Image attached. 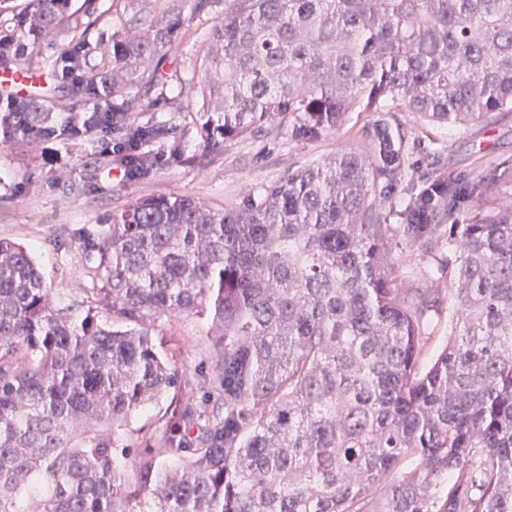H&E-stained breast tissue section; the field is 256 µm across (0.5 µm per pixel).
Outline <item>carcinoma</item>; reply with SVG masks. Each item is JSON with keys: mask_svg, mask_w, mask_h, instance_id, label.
<instances>
[{"mask_svg": "<svg viewBox=\"0 0 512 512\" xmlns=\"http://www.w3.org/2000/svg\"><path fill=\"white\" fill-rule=\"evenodd\" d=\"M130 2L107 55L89 36L98 0H29L19 30L0 27V68L26 57L54 91L0 93V136L91 139L135 177L153 166L145 147L181 153L170 128L133 117L154 90L153 105L200 97L204 155L278 118L297 140L377 118L360 151L233 208L158 195L108 217L79 244L108 320L56 306L31 251L0 239V512H512V206H490L498 182L481 179L461 224L466 191L439 175L389 222L408 160L396 113L448 128L512 112V0H230L205 78L169 94L158 48L174 24ZM444 243L445 287H406L389 253ZM204 311L218 421L182 396L152 328ZM164 397L173 468L151 438L134 455L123 436Z\"/></svg>", "mask_w": 512, "mask_h": 512, "instance_id": "1", "label": "carcinoma"}]
</instances>
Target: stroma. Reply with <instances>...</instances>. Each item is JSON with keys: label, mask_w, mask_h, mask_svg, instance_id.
Returning <instances> with one entry per match:
<instances>
[{"label": "stroma", "mask_w": 512, "mask_h": 512, "mask_svg": "<svg viewBox=\"0 0 512 512\" xmlns=\"http://www.w3.org/2000/svg\"><path fill=\"white\" fill-rule=\"evenodd\" d=\"M154 9L183 21L173 43L160 51L165 71L192 75L219 12L194 14L191 0H155ZM374 120V113L354 112L334 132L297 140L291 137L287 121L279 119L260 133L225 141L223 150L201 161L193 160L190 148L175 157L158 145L152 170L135 178L99 155L89 140L23 146L1 140L0 239L31 250L59 306L85 308L94 302V280L79 257L78 244L130 198L186 195L216 208L231 207L249 188L274 184L290 170L362 149ZM400 120L408 136V168L391 191L392 204L405 201L439 174L464 184L498 177L499 192L492 204L512 205V113H498L453 130L429 125L407 112ZM440 159L445 162L441 168L436 165ZM156 331L173 356L186 393L197 400L207 396L208 381L215 375V353L205 319L165 316L157 320Z\"/></svg>", "instance_id": "stroma-1"}]
</instances>
